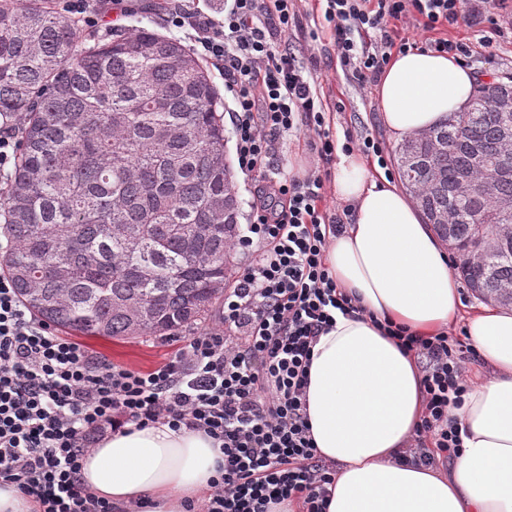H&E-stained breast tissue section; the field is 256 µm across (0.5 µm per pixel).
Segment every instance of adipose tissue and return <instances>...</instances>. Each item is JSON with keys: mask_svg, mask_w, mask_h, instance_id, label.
I'll return each mask as SVG.
<instances>
[{"mask_svg": "<svg viewBox=\"0 0 512 512\" xmlns=\"http://www.w3.org/2000/svg\"><path fill=\"white\" fill-rule=\"evenodd\" d=\"M476 84L459 57L393 54L377 87L384 126L397 142L428 130L462 110ZM333 190L351 211L325 264L359 311L318 337L306 389L315 446L336 465L327 512H512V308L463 314L442 242L359 153H339ZM385 322L423 338L461 324L477 352L482 371L453 412L463 448L451 468L402 458L425 413L422 371ZM217 457L203 433L130 425L85 456L82 477L121 510L145 500L150 512H183L184 499L208 491Z\"/></svg>", "mask_w": 512, "mask_h": 512, "instance_id": "1", "label": "adipose tissue"}]
</instances>
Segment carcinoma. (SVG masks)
<instances>
[{
	"label": "carcinoma",
	"mask_w": 512,
	"mask_h": 512,
	"mask_svg": "<svg viewBox=\"0 0 512 512\" xmlns=\"http://www.w3.org/2000/svg\"><path fill=\"white\" fill-rule=\"evenodd\" d=\"M512 76L406 139L396 162L427 223L485 301L512 289ZM224 102L200 59L155 29L104 36L55 0H0V113L19 152L0 182V254L31 313L87 337L176 336L201 327L236 265L240 202ZM227 224L229 231L213 229ZM193 244L195 261L187 260ZM484 245L480 264L467 260Z\"/></svg>",
	"instance_id": "obj_1"
}]
</instances>
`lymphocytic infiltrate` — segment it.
<instances>
[{
	"mask_svg": "<svg viewBox=\"0 0 512 512\" xmlns=\"http://www.w3.org/2000/svg\"><path fill=\"white\" fill-rule=\"evenodd\" d=\"M297 0H231L222 18L170 0L169 21L193 32L195 46L224 77L232 100L231 135L247 180L267 184L238 240L257 257L224 291L220 323L189 340L148 373L97 359L55 333L23 305L0 274V484L15 486L37 512H113L82 480V463L107 432L166 424L204 433L224 461L202 501L186 512H271L300 502L326 512L336 466L317 452L306 412L313 346L355 307L324 262L345 215L326 203L325 179L337 152L357 149L387 160L373 139L330 130L331 107L318 83L320 59L299 61L283 39L299 23ZM326 36L359 85L377 81L393 51L459 56L467 46L443 37L447 26L483 13L502 16L512 0H319ZM426 31L417 41L409 27ZM373 42H365V34ZM303 134L318 158L303 175L275 178L277 146ZM397 346L421 364L426 412L408 448L424 465L457 457L462 438L450 409L468 388L477 356L464 340L422 338L391 325Z\"/></svg>",
	"mask_w": 512,
	"mask_h": 512,
	"instance_id": "lymphocytic-infiltrate-1",
	"label": "lymphocytic infiltrate"
}]
</instances>
